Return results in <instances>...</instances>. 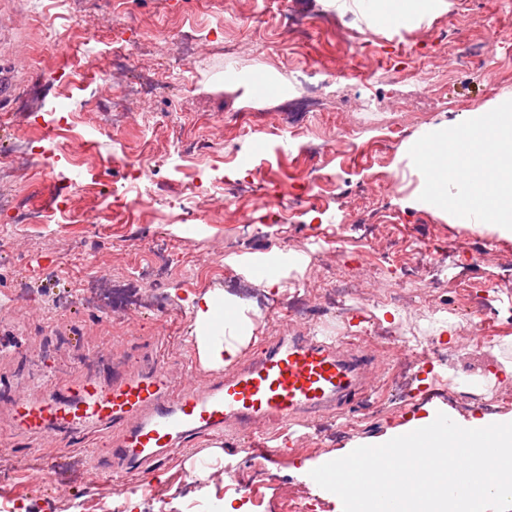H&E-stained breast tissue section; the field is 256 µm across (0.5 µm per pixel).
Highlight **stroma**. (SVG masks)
I'll use <instances>...</instances> for the list:
<instances>
[{
    "instance_id": "35a3bbf8",
    "label": "stroma",
    "mask_w": 512,
    "mask_h": 512,
    "mask_svg": "<svg viewBox=\"0 0 512 512\" xmlns=\"http://www.w3.org/2000/svg\"><path fill=\"white\" fill-rule=\"evenodd\" d=\"M377 0H0V60L13 97L0 109V155L22 137L51 146L50 159L18 155L22 177L0 183L16 209L66 202L49 224L0 214V507L6 512H281L287 496L339 497L306 477L305 462L339 455L463 397L499 399L512 412V235L426 203L417 143L439 123L456 128L484 112L512 113V0H428L399 25ZM295 18L287 28L283 17ZM97 46L85 52L86 42ZM344 74L316 89L306 112L299 68ZM75 71L61 89L50 73ZM145 80V103L111 115L120 83ZM403 135L391 139L393 126ZM176 155L149 181L129 184L134 207L103 213L100 183L127 164ZM320 184L303 204L281 201L280 222L256 215L259 198ZM384 199L375 211L362 200ZM102 213L101 222L79 223ZM291 266H283L282 255ZM279 271L283 290L249 273ZM403 286L406 302L385 296ZM223 291L252 303L251 356L277 336H360L373 355L368 387L351 413L300 426L268 420L202 437L156 464L143 481H104L81 447L55 453L49 439L11 424L15 400L45 369L60 382L114 361L167 357L174 390L205 381L185 373L195 354V297ZM320 307L303 316L302 298ZM483 310L480 340L449 304ZM390 331L455 349L447 363L409 369L414 356L381 339ZM277 457L257 454L261 444ZM218 450L208 475H193ZM55 455L48 473L35 466ZM171 472L167 483L155 477ZM263 504L242 496L256 473Z\"/></svg>"
}]
</instances>
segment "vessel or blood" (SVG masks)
Segmentation results:
<instances>
[{"label": "vessel or blood", "mask_w": 512, "mask_h": 512, "mask_svg": "<svg viewBox=\"0 0 512 512\" xmlns=\"http://www.w3.org/2000/svg\"><path fill=\"white\" fill-rule=\"evenodd\" d=\"M370 360L363 347L328 336L280 338L244 366L175 393L164 357L137 371L117 362L107 381L85 378L61 396L47 388L20 396L14 424L53 435L64 448L118 428L106 448L89 454L93 473L106 480L144 477L150 464L197 438L224 435L232 422L249 427L269 418L295 423L329 409L344 413L367 388Z\"/></svg>", "instance_id": "b4317fda"}]
</instances>
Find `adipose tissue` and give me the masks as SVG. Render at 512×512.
I'll use <instances>...</instances> for the list:
<instances>
[{
	"instance_id": "adipose-tissue-1",
	"label": "adipose tissue",
	"mask_w": 512,
	"mask_h": 512,
	"mask_svg": "<svg viewBox=\"0 0 512 512\" xmlns=\"http://www.w3.org/2000/svg\"><path fill=\"white\" fill-rule=\"evenodd\" d=\"M512 130V120L503 113H485L452 133H440L422 141L415 155L427 174L425 199L444 208L454 207L462 215L479 210L485 223L512 234V208L500 205L499 181L502 176L501 141ZM469 177L459 194L449 195L448 182L460 169ZM224 304L236 318L225 334L196 335L195 346L201 362L209 368L233 364L251 339L245 305L234 298L209 292L194 299L192 309L199 318L211 317L217 304Z\"/></svg>"
}]
</instances>
